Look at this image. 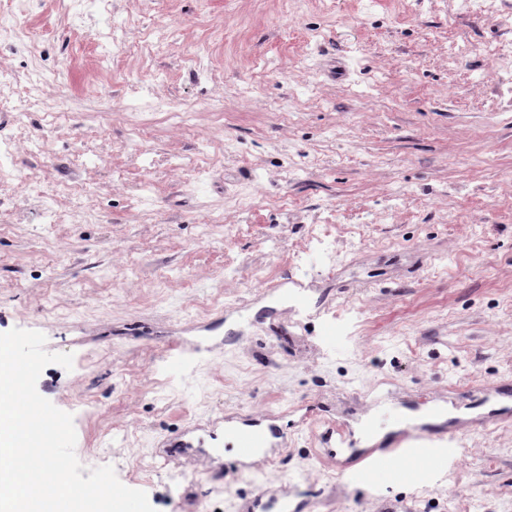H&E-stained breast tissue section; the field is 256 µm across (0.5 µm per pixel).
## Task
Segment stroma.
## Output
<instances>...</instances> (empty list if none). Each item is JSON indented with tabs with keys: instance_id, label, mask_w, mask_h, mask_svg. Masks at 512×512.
Listing matches in <instances>:
<instances>
[{
	"instance_id": "obj_1",
	"label": "stroma",
	"mask_w": 512,
	"mask_h": 512,
	"mask_svg": "<svg viewBox=\"0 0 512 512\" xmlns=\"http://www.w3.org/2000/svg\"><path fill=\"white\" fill-rule=\"evenodd\" d=\"M83 11L0 0V24L24 29L0 83L21 98L49 77L24 120L0 109V139L25 140L0 173V333L73 354L37 390L72 414L79 462L155 512H236L263 482L305 512H458L441 477L346 492L313 427L353 430L374 387L468 412L472 388L512 378V61L495 54L512 0ZM247 410L287 431L278 469L158 467L168 435ZM465 443L450 469L467 512H512V407Z\"/></svg>"
}]
</instances>
